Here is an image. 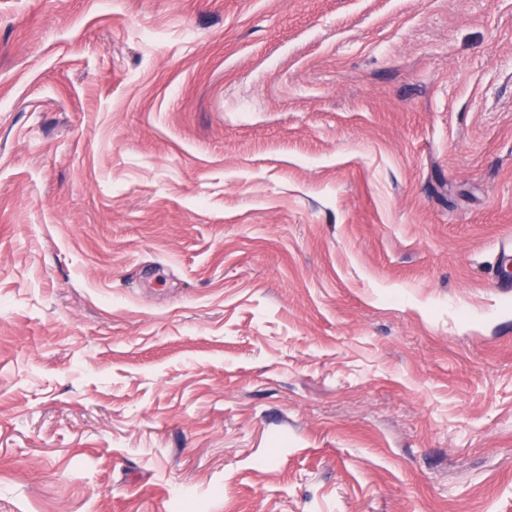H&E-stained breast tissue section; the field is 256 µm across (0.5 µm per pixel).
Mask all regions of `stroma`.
Returning <instances> with one entry per match:
<instances>
[{
    "label": "stroma",
    "mask_w": 512,
    "mask_h": 512,
    "mask_svg": "<svg viewBox=\"0 0 512 512\" xmlns=\"http://www.w3.org/2000/svg\"><path fill=\"white\" fill-rule=\"evenodd\" d=\"M512 0H0V512H512Z\"/></svg>",
    "instance_id": "35a3bbf8"
}]
</instances>
